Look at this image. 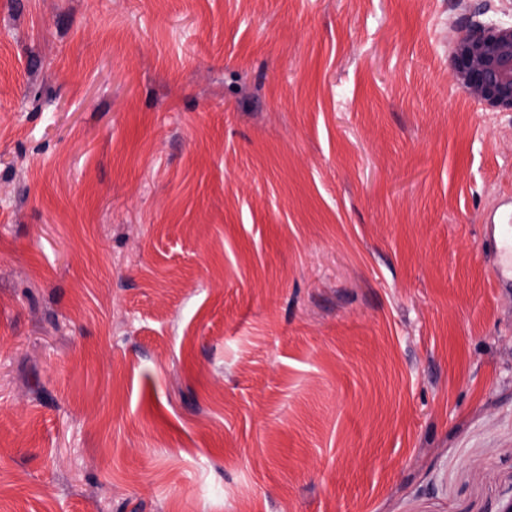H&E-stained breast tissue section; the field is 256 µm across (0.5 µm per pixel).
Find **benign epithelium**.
Here are the masks:
<instances>
[{
	"label": "benign epithelium",
	"instance_id": "1",
	"mask_svg": "<svg viewBox=\"0 0 512 512\" xmlns=\"http://www.w3.org/2000/svg\"><path fill=\"white\" fill-rule=\"evenodd\" d=\"M453 77L478 103L512 112V24L476 22L452 52Z\"/></svg>",
	"mask_w": 512,
	"mask_h": 512
}]
</instances>
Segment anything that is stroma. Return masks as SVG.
<instances>
[{"mask_svg": "<svg viewBox=\"0 0 512 512\" xmlns=\"http://www.w3.org/2000/svg\"><path fill=\"white\" fill-rule=\"evenodd\" d=\"M512 0H0V512H504ZM453 77L478 103L512 112V22L470 24L452 52ZM490 226L496 230L493 241L499 254V263L492 272L493 282L498 288H512V213Z\"/></svg>", "mask_w": 512, "mask_h": 512, "instance_id": "stroma-1", "label": "stroma"}]
</instances>
